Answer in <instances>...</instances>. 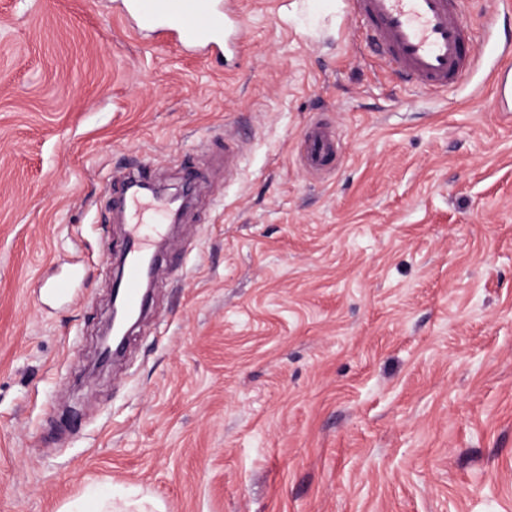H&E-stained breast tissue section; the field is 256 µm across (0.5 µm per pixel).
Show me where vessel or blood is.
Masks as SVG:
<instances>
[{
  "label": "vessel or blood",
  "instance_id": "1",
  "mask_svg": "<svg viewBox=\"0 0 512 512\" xmlns=\"http://www.w3.org/2000/svg\"><path fill=\"white\" fill-rule=\"evenodd\" d=\"M469 0H347L349 13L364 43L377 54L391 77L426 92H444L459 85L476 67L478 56L461 16ZM133 31L170 32L183 48L225 58L235 51L236 37L228 28H241L239 16L230 14L225 0H127ZM334 133L316 122L306 136L305 164L316 171L330 166ZM147 165L127 173L122 182L129 188L120 200L125 224L123 274L119 282L127 311L144 309L148 302L145 282L153 274L158 257L151 240L179 209L177 201L137 191Z\"/></svg>",
  "mask_w": 512,
  "mask_h": 512
}]
</instances>
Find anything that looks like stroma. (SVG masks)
I'll list each match as a JSON object with an SVG mask.
<instances>
[{
	"label": "stroma",
	"mask_w": 512,
	"mask_h": 512,
	"mask_svg": "<svg viewBox=\"0 0 512 512\" xmlns=\"http://www.w3.org/2000/svg\"><path fill=\"white\" fill-rule=\"evenodd\" d=\"M438 96L344 0H238L221 65L122 0H0V512L89 489L163 512H512V17ZM340 136L310 172L311 121ZM240 144L224 164V135ZM199 190L124 359L85 371L114 173ZM69 281V295L54 286Z\"/></svg>",
	"instance_id": "35a3bbf8"
}]
</instances>
